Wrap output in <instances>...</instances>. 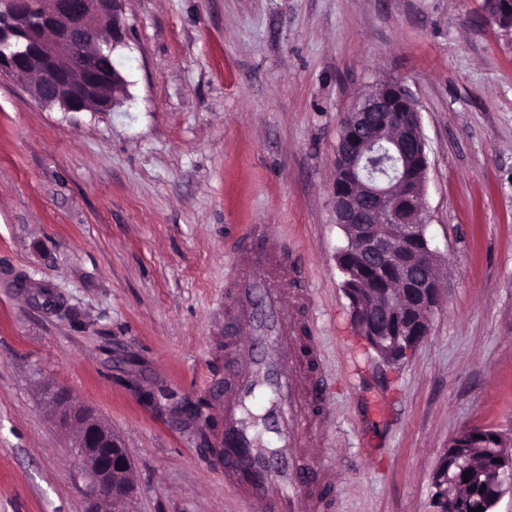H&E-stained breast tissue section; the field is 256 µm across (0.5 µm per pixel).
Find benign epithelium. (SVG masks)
<instances>
[{"label": "benign epithelium", "mask_w": 512, "mask_h": 512, "mask_svg": "<svg viewBox=\"0 0 512 512\" xmlns=\"http://www.w3.org/2000/svg\"><path fill=\"white\" fill-rule=\"evenodd\" d=\"M124 0H0V79L26 76L30 95L65 112H113L126 100L117 63L101 58L126 44ZM486 19L506 28L512 0H484ZM395 167L385 181L365 166L378 147ZM428 158L414 98L398 83L377 85L341 121L333 185L336 224L347 246L336 256L352 319L386 363L405 359L425 338L441 299L438 258L426 236L424 192ZM49 412L72 433L88 498L107 512H124L132 483L130 457L92 410L62 390L49 392ZM472 472L464 481L463 474ZM434 512H448L461 487L477 499L456 500L457 512L476 504L493 512L512 489V437L492 429H465L444 449L431 474Z\"/></svg>", "instance_id": "benign-epithelium-1"}]
</instances>
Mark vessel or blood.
<instances>
[{"mask_svg":"<svg viewBox=\"0 0 512 512\" xmlns=\"http://www.w3.org/2000/svg\"><path fill=\"white\" fill-rule=\"evenodd\" d=\"M233 254L224 284L229 385L217 441L224 474L251 512H323L337 483L327 476L306 492L295 454L306 427L297 370L315 359L317 346L306 337H290L288 318L306 311L309 290L274 234L248 229L235 241Z\"/></svg>","mask_w":512,"mask_h":512,"instance_id":"b4317fda","label":"vessel or blood"}]
</instances>
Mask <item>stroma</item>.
I'll use <instances>...</instances> for the list:
<instances>
[{"mask_svg": "<svg viewBox=\"0 0 512 512\" xmlns=\"http://www.w3.org/2000/svg\"><path fill=\"white\" fill-rule=\"evenodd\" d=\"M482 4L125 0L117 111L0 80V512H89L48 384L126 448L127 512H249L183 408L220 409L224 275L250 224L312 293L330 418L297 465L334 471L337 512H431L461 429L512 435V30ZM386 81L420 112L442 286L395 365L351 319L332 200L340 122Z\"/></svg>", "mask_w": 512, "mask_h": 512, "instance_id": "35a3bbf8", "label": "stroma"}]
</instances>
